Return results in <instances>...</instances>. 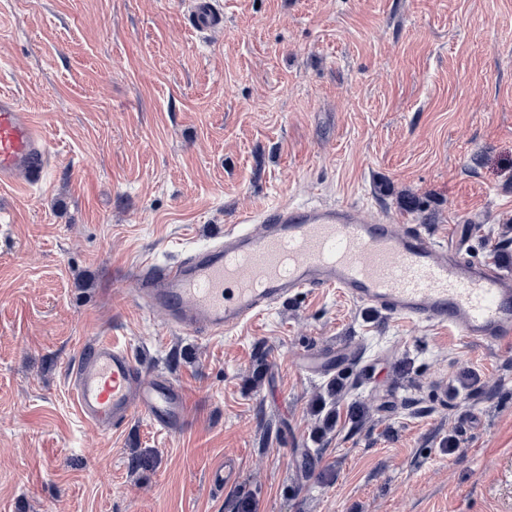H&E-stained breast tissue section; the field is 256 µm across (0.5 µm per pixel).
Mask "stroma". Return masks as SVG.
Masks as SVG:
<instances>
[{
  "label": "stroma",
  "instance_id": "35a3bbf8",
  "mask_svg": "<svg viewBox=\"0 0 512 512\" xmlns=\"http://www.w3.org/2000/svg\"><path fill=\"white\" fill-rule=\"evenodd\" d=\"M189 2L0 0V89L52 154L41 186H0V512H233L241 488L258 512H512V339L337 288L197 339L121 294L134 261L284 202L455 224L512 268V0H218L203 36ZM105 333L186 389L181 432L81 419L69 368ZM343 342L361 357L319 438L328 381L301 360Z\"/></svg>",
  "mask_w": 512,
  "mask_h": 512
}]
</instances>
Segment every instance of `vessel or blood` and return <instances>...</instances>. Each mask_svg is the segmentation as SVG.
<instances>
[{
    "instance_id": "obj_1",
    "label": "vessel or blood",
    "mask_w": 512,
    "mask_h": 512,
    "mask_svg": "<svg viewBox=\"0 0 512 512\" xmlns=\"http://www.w3.org/2000/svg\"><path fill=\"white\" fill-rule=\"evenodd\" d=\"M193 26H222L214 0H195ZM50 149L35 115L0 91V184H40ZM126 297L162 313L178 331L214 337L237 330L297 293L341 289L376 311L451 330L467 343L497 345L512 338V279L491 261L471 262L419 228L386 223L354 204H281L242 218L223 240L159 264L130 267ZM77 411L101 435L136 415L178 431L185 389L140 364L127 346L98 336L70 369Z\"/></svg>"
}]
</instances>
